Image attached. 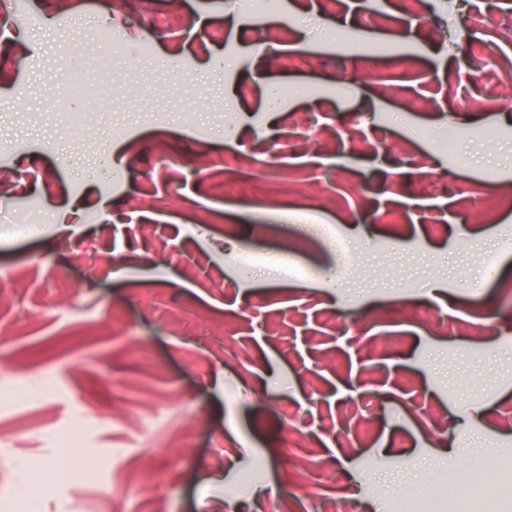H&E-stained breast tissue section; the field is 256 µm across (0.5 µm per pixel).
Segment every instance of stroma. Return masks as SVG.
I'll list each match as a JSON object with an SVG mask.
<instances>
[{
  "mask_svg": "<svg viewBox=\"0 0 512 512\" xmlns=\"http://www.w3.org/2000/svg\"><path fill=\"white\" fill-rule=\"evenodd\" d=\"M113 3L0 0V512H403L474 456L512 486V0ZM248 158L305 192L213 195Z\"/></svg>",
  "mask_w": 512,
  "mask_h": 512,
  "instance_id": "1",
  "label": "stroma"
}]
</instances>
